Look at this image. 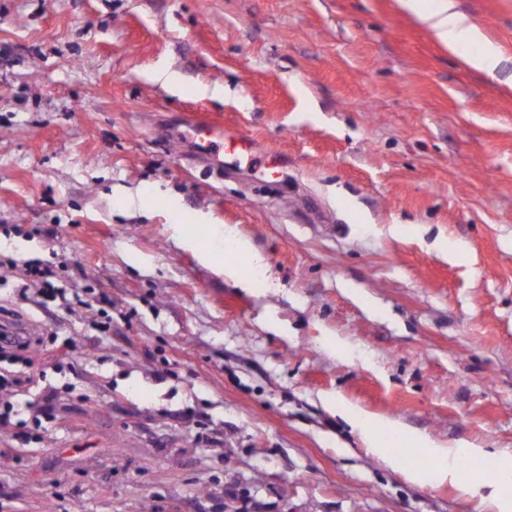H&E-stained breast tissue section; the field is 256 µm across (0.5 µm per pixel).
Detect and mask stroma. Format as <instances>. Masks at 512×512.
Masks as SVG:
<instances>
[{
	"mask_svg": "<svg viewBox=\"0 0 512 512\" xmlns=\"http://www.w3.org/2000/svg\"><path fill=\"white\" fill-rule=\"evenodd\" d=\"M459 3L494 75L397 0H0V310L74 340L0 392V512H477L343 416L486 448L474 483L512 456V0ZM195 112L253 150L196 154ZM29 259L80 302L23 299ZM182 226L183 224L173 225L172 237L177 242H179L185 249L194 252L201 263L206 265H213L216 267L219 273L224 274V277L233 280L235 283L242 285L244 288L249 286V281L244 276H242L237 265H224L216 263L213 260L211 252L203 249L200 246L198 237H196ZM349 420L353 423L354 426H357L363 432L365 440L368 444V447L376 454L378 457L382 458L390 467L398 468L397 460L391 456L388 451V448H383L380 446V443L377 439V432L384 427H388L389 425L382 420L373 419L371 422H364L360 419H356L353 417V413L349 412L347 414Z\"/></svg>",
	"mask_w": 512,
	"mask_h": 512,
	"instance_id": "stroma-1",
	"label": "stroma"
}]
</instances>
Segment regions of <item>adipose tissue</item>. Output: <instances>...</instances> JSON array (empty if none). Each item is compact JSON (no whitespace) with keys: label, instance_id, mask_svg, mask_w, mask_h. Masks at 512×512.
<instances>
[{"label":"adipose tissue","instance_id":"ef3b65f1","mask_svg":"<svg viewBox=\"0 0 512 512\" xmlns=\"http://www.w3.org/2000/svg\"><path fill=\"white\" fill-rule=\"evenodd\" d=\"M399 2L404 9L416 15L449 51H457L466 43L473 44L475 50L464 56V63L474 70L493 74L497 65V51L485 38L481 28L459 10L458 0H399ZM419 443L422 452L437 461L438 476L453 482L459 478L460 464L464 459H478L487 454L486 449L470 444L446 448L424 437L420 438Z\"/></svg>","mask_w":512,"mask_h":512}]
</instances>
